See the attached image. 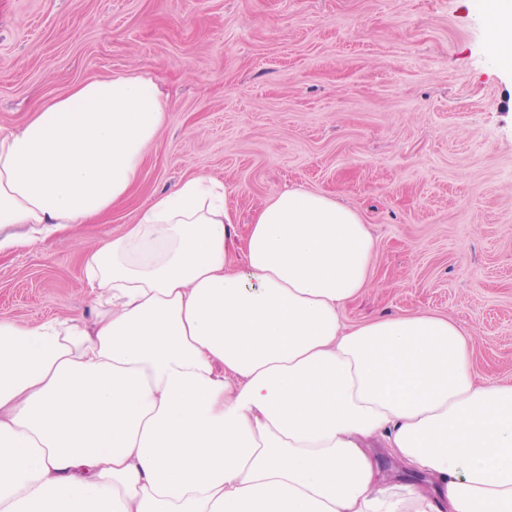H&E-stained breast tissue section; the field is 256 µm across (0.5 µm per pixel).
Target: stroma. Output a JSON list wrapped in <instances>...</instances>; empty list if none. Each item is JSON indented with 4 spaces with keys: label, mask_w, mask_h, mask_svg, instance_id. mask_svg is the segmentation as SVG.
I'll list each match as a JSON object with an SVG mask.
<instances>
[{
    "label": "stroma",
    "mask_w": 512,
    "mask_h": 512,
    "mask_svg": "<svg viewBox=\"0 0 512 512\" xmlns=\"http://www.w3.org/2000/svg\"><path fill=\"white\" fill-rule=\"evenodd\" d=\"M138 72L167 103L104 217L0 251V320L90 313L86 248L189 178L224 183L238 236L300 185L375 238L347 324L427 310L512 380V71L480 0H0V127L74 84Z\"/></svg>",
    "instance_id": "35a3bbf8"
}]
</instances>
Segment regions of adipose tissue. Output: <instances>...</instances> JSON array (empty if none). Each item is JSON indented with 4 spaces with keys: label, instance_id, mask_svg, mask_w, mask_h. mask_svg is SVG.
<instances>
[{
    "label": "adipose tissue",
    "instance_id": "obj_1",
    "mask_svg": "<svg viewBox=\"0 0 512 512\" xmlns=\"http://www.w3.org/2000/svg\"><path fill=\"white\" fill-rule=\"evenodd\" d=\"M482 12L511 71L512 0ZM166 112L132 72L0 130V230L102 216ZM226 194L191 178L90 248V317L0 320V512H512V382L477 379L472 337L428 312L346 325L375 242L301 187L236 269Z\"/></svg>",
    "mask_w": 512,
    "mask_h": 512
}]
</instances>
